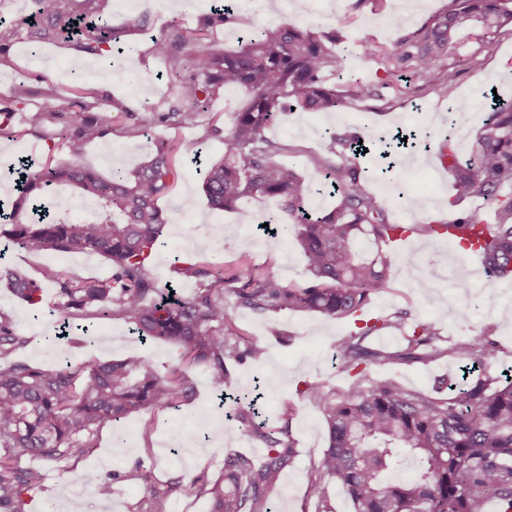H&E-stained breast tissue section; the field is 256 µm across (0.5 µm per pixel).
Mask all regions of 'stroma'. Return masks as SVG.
Returning a JSON list of instances; mask_svg holds the SVG:
<instances>
[{"mask_svg":"<svg viewBox=\"0 0 512 512\" xmlns=\"http://www.w3.org/2000/svg\"><path fill=\"white\" fill-rule=\"evenodd\" d=\"M402 0H322L318 16H302L284 0H243L245 10L252 12L259 27L288 23L309 27L333 37V48L344 73L370 75L373 62L362 52L365 37L385 42L391 39L389 28L375 26L380 17L400 14ZM109 22L120 36L121 45L130 49L128 55L105 61L90 55L75 42L60 40L33 44L30 32L41 26L36 16L34 0H0V20L12 23L25 21L26 34L9 49L10 62L0 66V109L8 107V87L3 77L25 80L34 90L27 110L16 112L12 125L15 136L0 138V208H10L17 197L13 171L17 157H31L33 163L45 155L68 161L62 144L50 141L52 126L31 130L28 116L43 108L48 99L42 91L44 77H51L58 102H66L77 76L85 64L95 65L100 76L92 82L103 98L121 97L130 107L139 109L155 103L167 94L169 83L158 79L161 63L154 52V40L171 21L194 27L211 12L210 0H144L135 10L110 0ZM496 89L500 99L512 104V31L508 30L484 53L481 70L460 75L456 82L459 111H450L447 99L429 93L417 99H397L387 108L377 102L345 101L335 113L292 111L272 127L269 135L289 146L285 162L296 167L306 180L316 181L319 161L332 159L337 150L331 132H359L370 144L397 127L420 130L424 125L443 128L460 127L453 146L460 159H467L487 115L483 93ZM202 140L206 159L217 160L224 155V139L207 135L204 127L173 129L162 125L150 127L146 136L136 139L115 131L105 139L89 144L81 164L110 175L117 167L136 164L148 153L154 138ZM361 164L376 173L373 192L398 224H444L461 216L485 217L491 210L479 198L456 200L451 178L441 177L426 151L413 149L399 157V164L390 172H382L377 153L364 156ZM202 166L182 162L179 176L169 194L158 202L167 225L160 244L151 258L154 273L161 281L172 282L178 293L190 296L194 279L178 270L175 260L186 255L200 265L221 262L229 267L242 264V253H250L255 263L283 281L297 284L307 279L305 262L295 239L272 242L259 229L261 218L276 212L274 199L261 196L247 198L226 212L212 211L202 191ZM448 253V261L430 268L426 259L432 249ZM393 259L389 284L375 295L368 306L371 316L406 310L412 317L432 322L442 336L457 338L477 336L484 328H492L499 345L489 364L498 371L512 370V294L507 283L487 276L477 257L462 247L449 244L447 239H434L411 234L407 242H394L386 247ZM414 255L413 276L402 273V257ZM0 262L36 271L46 264L74 270L85 277L102 278L111 272L110 263L98 255L66 256L33 253L0 237ZM497 295L495 304L481 301L487 290ZM57 303L54 289L44 294L45 313L32 312L12 296L0 292V310L9 313L18 329L29 336L30 344L20 351L21 359L45 368L54 367L59 359L71 357L76 362L104 361L135 355L147 359L160 372L177 366L179 359L173 347L160 343H141L121 322L88 318L95 344L84 336L73 335L71 341L56 345L51 337L56 318L50 310ZM462 308L465 319L452 321L449 308ZM238 326L246 336L266 348L261 362L247 361L233 369L237 391L252 390L256 382L275 378L264 402L263 411L269 421H276L285 403H293L297 414L292 421L298 456L286 469L270 495L271 512H305L306 490L315 474L319 460L327 447V427L321 411L303 395L305 383L321 381L335 388L346 387L350 379L339 369L333 344L337 337L353 328L351 319H328L308 312L285 311L271 318H259L246 311H237ZM456 361L441 358L427 364L381 365L369 369L373 378L393 376L410 389L431 388L436 379L456 371ZM196 394L180 409H146L113 422L103 429L93 455L64 462L56 466H41L42 477L30 491L24 512H40L51 505L53 512H135L146 487H153L164 497L167 512H210L206 498L195 492L176 488L175 483L185 473L202 474L218 479L224 469V458L231 452H242L261 458L265 448L254 441L236 422L227 420L225 408L216 399L206 375L195 372ZM123 437L124 447H114L115 437ZM101 474L123 473L114 483L110 498H99L94 491L83 496H61L58 493L65 475L74 469ZM151 473V484H144L138 470Z\"/></svg>","mask_w":512,"mask_h":512,"instance_id":"obj_1","label":"stroma"}]
</instances>
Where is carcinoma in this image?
<instances>
[{
    "mask_svg": "<svg viewBox=\"0 0 512 512\" xmlns=\"http://www.w3.org/2000/svg\"><path fill=\"white\" fill-rule=\"evenodd\" d=\"M36 3L46 21L32 34L38 42L84 36L83 49L99 55L112 38L102 15L103 0ZM77 21L85 23V30H79ZM510 23L507 0H450L448 10L410 31L400 17L391 16L388 26L398 34L394 41L363 42L364 54L380 66L383 77L375 82L351 77L338 85L325 80L336 74L340 60L322 36L286 23L258 30L249 12L220 7L198 28L184 30L173 23L169 35L156 39L174 100L135 111L123 100L109 99L92 114L86 99L94 89L81 84L73 88L69 111L50 105L34 111L29 124L55 126L53 135L75 160L89 143L114 129L136 138L149 124L199 126L221 90L245 88L249 100L230 113L227 126L217 125L216 114L209 119L207 134H224L225 150L224 158L207 164L203 191L215 211L247 196L274 198L280 211L274 237L299 239L308 280L287 284L252 263L237 273L222 265L190 264L182 273L196 279L199 288L189 297H163L150 267L167 224L158 200L174 185L177 156L200 158L198 140H158L141 164L120 167L108 177L50 155L39 169H23L12 209L0 213V234L28 250L99 255L110 262L112 272L90 279L45 265L33 275L4 264L0 290L36 312L43 289L52 287L63 324L86 318L121 321L143 341L174 345L180 365L161 374L143 358H124L80 365L67 361L44 369L16 358L30 339L11 315L0 311V512H23L22 496L40 478L28 460L55 465L77 458L96 447L103 428L132 412L190 402L195 392L190 369H203L216 390L229 387L232 365L258 361L266 353L264 346L235 330L238 309L262 316L310 311L357 322L354 331L334 344L340 368L351 378L348 387L305 385L304 394L323 412L328 426V446L307 489L314 512H336L324 484L327 478L348 496L354 512H484L489 501L512 512V379L490 375L481 361L496 350L492 330L448 344L433 324L410 322L403 311L356 318L387 286L392 259L383 246L407 233L436 237L461 227L466 236L459 243L480 253L483 268L501 280L512 279V106L488 113L472 162L459 163L452 145L441 146L456 197L484 199L493 212L487 224L475 217L446 224L391 222L362 175L357 163L362 137L351 130L332 134L349 155L319 166L324 179L316 192L336 195V208L310 212L296 169L277 160L288 146L267 136L292 107L334 112L348 98L389 104L395 96L414 98L429 91L450 99L458 76L482 65V53ZM221 24L242 34L238 49L223 53L211 48L209 30ZM20 32L19 25L0 23V62L7 61ZM30 97L25 82L10 87L11 111L0 110V135L12 133L11 112L25 108ZM56 186L71 192L53 196L49 215L39 201ZM78 196L94 203L91 217L74 215ZM384 330L401 332L402 345H366L369 336ZM446 356L472 362L477 372L461 381L441 379L435 395L408 389L393 378L367 377L372 365H411ZM292 412L293 407H286L284 424L269 427L254 422L251 407L239 408L238 422L267 454L260 462L228 454L219 480L189 476V486L212 501V512H270L268 493L296 457ZM410 458L418 464L414 479L387 478ZM121 478L117 472L93 473L87 481L108 498Z\"/></svg>",
    "mask_w": 512,
    "mask_h": 512,
    "instance_id": "1",
    "label": "carcinoma"
}]
</instances>
